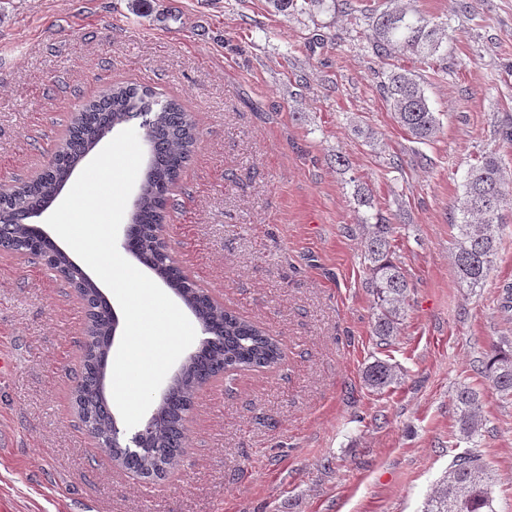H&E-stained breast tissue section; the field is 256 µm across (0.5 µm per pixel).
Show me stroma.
Listing matches in <instances>:
<instances>
[{
  "label": "stroma",
  "mask_w": 512,
  "mask_h": 512,
  "mask_svg": "<svg viewBox=\"0 0 512 512\" xmlns=\"http://www.w3.org/2000/svg\"><path fill=\"white\" fill-rule=\"evenodd\" d=\"M275 13L268 0H0V180L52 156L76 105L117 81L178 97L198 147L164 236L225 305L277 336L276 368L217 380L196 399L187 453L146 482L98 451L73 399L85 310L38 258L0 250V506L6 512H422L455 458L480 454L496 512H512V399L477 372L512 338V220L483 287L459 283L452 222L476 156L512 176V0H417L448 28V71L382 60L364 10ZM415 71L442 128L412 142L380 90ZM344 155L348 168L334 158ZM429 166H421L418 155ZM401 160V169L391 166ZM395 224L411 284L391 345L371 333L354 192ZM395 365L368 387L365 367ZM481 392L462 439L453 394ZM364 379L369 387L382 391L395 383L398 379V373L391 364L376 360L366 368Z\"/></svg>",
  "instance_id": "35a3bbf8"
}]
</instances>
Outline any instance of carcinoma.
Returning <instances> with one entry per match:
<instances>
[{
    "label": "carcinoma",
    "instance_id": "obj_1",
    "mask_svg": "<svg viewBox=\"0 0 512 512\" xmlns=\"http://www.w3.org/2000/svg\"><path fill=\"white\" fill-rule=\"evenodd\" d=\"M285 17L336 11L338 0H270ZM367 40L376 56L414 57L429 63L441 59L445 27L413 6L384 10L371 17ZM381 88L395 122L417 143L432 141L440 119L430 108L417 75L396 66ZM139 121L149 156L142 173L140 192L130 217L129 249L140 264L179 296L198 321L212 331V340L189 356L172 379L158 404L152 424L141 434L144 452L129 453L112 439V415L106 406L105 379L112 341V314L105 311L97 286L88 280L69 255L59 250L53 269L61 273L84 302L89 344L82 356V370L75 386V404L87 422L97 449L123 468L144 478L160 477L174 469L185 452V430L194 400L212 381L238 372L262 371L281 363L285 352L280 340L213 297L175 260L152 263L157 252V232L167 223L175 188L197 145L196 121L186 105L154 88L134 81L112 84L90 97L75 113L63 142L51 161L29 180L0 183V224L12 225L14 243L29 254L47 249L26 224L17 220L35 217L46 209L70 180L78 164L116 127ZM362 208L358 225L365 236L368 284L375 317L372 334L388 341L397 335L409 305L410 283L392 257L394 227L373 212L372 194L366 187L355 193ZM454 220V269L459 282L479 288L486 282L498 250V227L512 214V180L506 177L500 156L482 152L471 165L463 184ZM481 374L504 396L512 397V341L493 345L482 361ZM365 383L382 391L398 379L391 364L377 360L364 373ZM460 435L474 438L483 423L479 392L462 384L454 393ZM424 512H496L493 483L476 453L456 457L440 486L426 501Z\"/></svg>",
    "mask_w": 512,
    "mask_h": 512
}]
</instances>
